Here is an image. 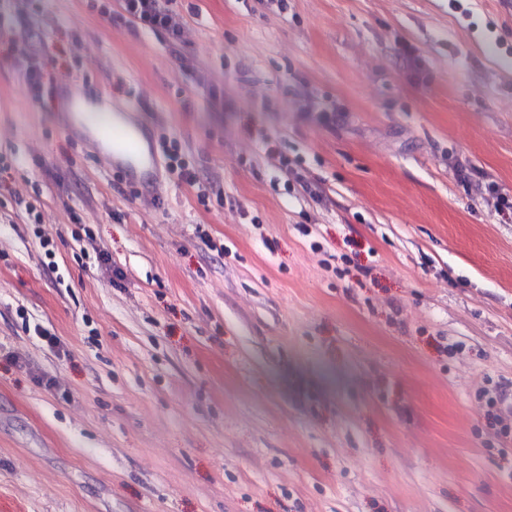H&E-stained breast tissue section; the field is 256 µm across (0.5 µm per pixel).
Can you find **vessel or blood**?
I'll use <instances>...</instances> for the list:
<instances>
[{"mask_svg": "<svg viewBox=\"0 0 512 512\" xmlns=\"http://www.w3.org/2000/svg\"><path fill=\"white\" fill-rule=\"evenodd\" d=\"M58 121L106 166L126 165L129 178L151 196L160 181L148 128L136 119L131 107L102 108L100 98L77 87L59 89Z\"/></svg>", "mask_w": 512, "mask_h": 512, "instance_id": "obj_1", "label": "vessel or blood"}]
</instances>
